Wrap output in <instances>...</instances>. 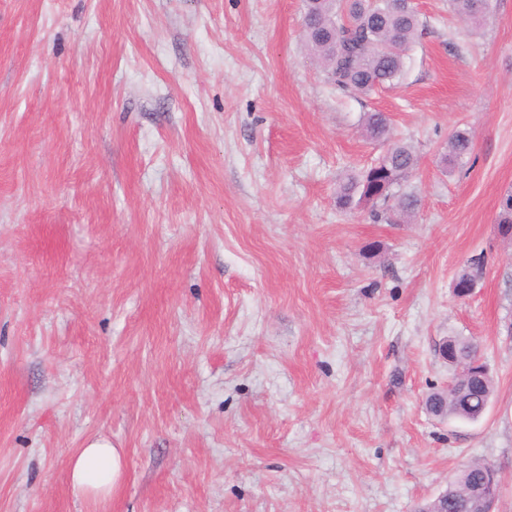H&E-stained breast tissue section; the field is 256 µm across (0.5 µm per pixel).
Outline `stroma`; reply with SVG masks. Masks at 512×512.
<instances>
[{
  "mask_svg": "<svg viewBox=\"0 0 512 512\" xmlns=\"http://www.w3.org/2000/svg\"><path fill=\"white\" fill-rule=\"evenodd\" d=\"M416 0L394 87L330 86L301 0H0V512H415L480 459L512 512V0ZM414 147L411 223L343 212ZM474 165L446 169L456 127ZM484 254L472 295L453 280ZM476 340L478 421L426 396ZM106 439L110 495L68 461ZM493 0H450L453 13L471 25L486 23L493 14ZM362 129L366 137L372 141H386L391 138V126L384 112L372 111L364 113ZM69 473L76 492L109 495L123 475L122 455L109 441H91L70 459Z\"/></svg>",
  "mask_w": 512,
  "mask_h": 512,
  "instance_id": "stroma-1",
  "label": "stroma"
}]
</instances>
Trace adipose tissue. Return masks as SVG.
<instances>
[{
	"label": "adipose tissue",
	"mask_w": 512,
	"mask_h": 512,
	"mask_svg": "<svg viewBox=\"0 0 512 512\" xmlns=\"http://www.w3.org/2000/svg\"><path fill=\"white\" fill-rule=\"evenodd\" d=\"M69 473L76 492L111 494L123 475L122 455L109 441H91L71 458Z\"/></svg>",
	"instance_id": "1"
}]
</instances>
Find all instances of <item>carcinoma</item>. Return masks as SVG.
Instances as JSON below:
<instances>
[{"mask_svg":"<svg viewBox=\"0 0 512 512\" xmlns=\"http://www.w3.org/2000/svg\"><path fill=\"white\" fill-rule=\"evenodd\" d=\"M303 42L318 59L329 83L355 94L368 96L391 86L402 76L405 52L416 40L420 20L411 0H303ZM453 13L471 25L486 23L493 14V0H450ZM362 129L372 141L391 138L388 116L366 112ZM473 152L468 128L458 127L448 137L445 161L463 167ZM418 156L413 147L395 141L374 164L349 175L336 190V205L344 210L371 206L376 221H390L394 215L409 222L419 206L413 192L401 190L415 170ZM500 235L512 240V191L501 201L498 217ZM484 256L470 257L456 276L454 291L469 296L484 273ZM440 355L453 369L448 387L431 393L425 401L433 416L474 422L483 417L494 393V378L478 347L470 339L450 337L440 346ZM494 469L486 461L473 460L462 466L454 479L457 496L445 504L434 498L421 504L417 512H465L464 492L485 480Z\"/></svg>","mask_w":512,"mask_h":512,"instance_id":"carcinoma-1","label":"carcinoma"}]
</instances>
